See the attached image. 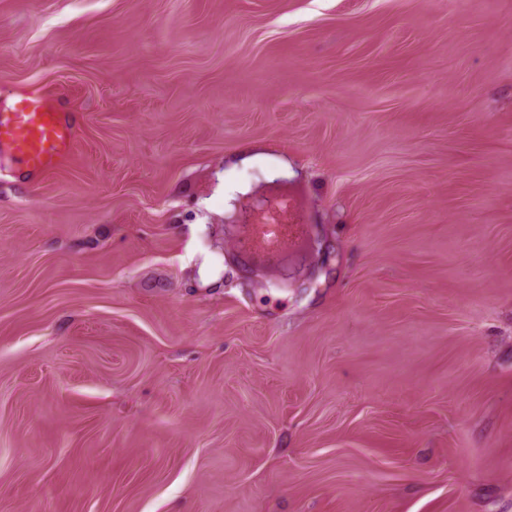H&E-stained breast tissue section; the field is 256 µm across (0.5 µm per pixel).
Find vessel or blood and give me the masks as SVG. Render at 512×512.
Here are the masks:
<instances>
[{
    "label": "vessel or blood",
    "mask_w": 512,
    "mask_h": 512,
    "mask_svg": "<svg viewBox=\"0 0 512 512\" xmlns=\"http://www.w3.org/2000/svg\"><path fill=\"white\" fill-rule=\"evenodd\" d=\"M74 138L68 113L57 111L41 90H21L14 110L0 112V146H7L30 173L43 175L53 170L71 153ZM303 234L300 224H243L239 250L248 257L274 253L297 245Z\"/></svg>",
    "instance_id": "b4317fda"
}]
</instances>
